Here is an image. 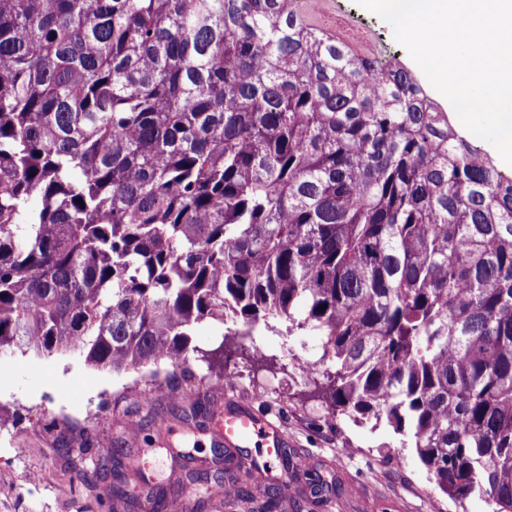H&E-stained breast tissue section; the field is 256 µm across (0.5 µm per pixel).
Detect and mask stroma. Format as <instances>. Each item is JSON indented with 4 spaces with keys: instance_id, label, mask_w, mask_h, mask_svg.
Segmentation results:
<instances>
[{
    "instance_id": "35a3bbf8",
    "label": "stroma",
    "mask_w": 512,
    "mask_h": 512,
    "mask_svg": "<svg viewBox=\"0 0 512 512\" xmlns=\"http://www.w3.org/2000/svg\"><path fill=\"white\" fill-rule=\"evenodd\" d=\"M334 6L326 23L346 17L355 29L368 31L387 57L410 64L408 50L379 15L356 0H334ZM287 326L278 318L258 324V352L248 361L231 358L218 370L202 353L219 345L224 329L199 324L192 338L198 352L189 360L197 379L181 385L175 401L165 391L149 401L141 398L135 383L148 377L145 368H96L70 352L6 355L0 361V512H112L111 501L100 499L87 478L106 475L116 449L128 467L149 462L142 468V482L127 489L132 512H149L148 492L166 485L174 467L187 477H207V484L195 490L199 512H243L242 503L212 497V485L229 470L246 490L259 482L271 487L282 474L280 466L257 475V448L217 459L207 426L178 417L181 408L199 399L211 412L237 398L283 415L292 460L308 462L326 480L345 487L341 493L326 491L325 502L314 504L304 496L303 482L289 480L285 512H492L487 497L475 495L460 506L444 495L410 439L386 422L351 415L327 418L322 399L295 369L304 358L318 369L328 368L322 338ZM237 370L242 379L218 381L219 372ZM82 442L90 447L85 460H69L68 448Z\"/></svg>"
}]
</instances>
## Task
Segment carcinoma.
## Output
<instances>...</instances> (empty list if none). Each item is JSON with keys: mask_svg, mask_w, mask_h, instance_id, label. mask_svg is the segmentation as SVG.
Returning a JSON list of instances; mask_svg holds the SVG:
<instances>
[{"mask_svg": "<svg viewBox=\"0 0 512 512\" xmlns=\"http://www.w3.org/2000/svg\"><path fill=\"white\" fill-rule=\"evenodd\" d=\"M269 318L330 418L512 512V178L416 78L298 0H0V355L184 378L198 324Z\"/></svg>", "mask_w": 512, "mask_h": 512, "instance_id": "1", "label": "carcinoma"}]
</instances>
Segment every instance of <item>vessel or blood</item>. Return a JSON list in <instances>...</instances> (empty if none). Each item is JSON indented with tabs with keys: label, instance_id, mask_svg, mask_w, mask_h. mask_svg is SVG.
<instances>
[{
	"label": "vessel or blood",
	"instance_id": "b4317fda",
	"mask_svg": "<svg viewBox=\"0 0 512 512\" xmlns=\"http://www.w3.org/2000/svg\"><path fill=\"white\" fill-rule=\"evenodd\" d=\"M210 435L228 449L261 447L266 461L277 460L288 445V430L281 420L268 418L253 405L241 402L215 410Z\"/></svg>",
	"mask_w": 512,
	"mask_h": 512
}]
</instances>
